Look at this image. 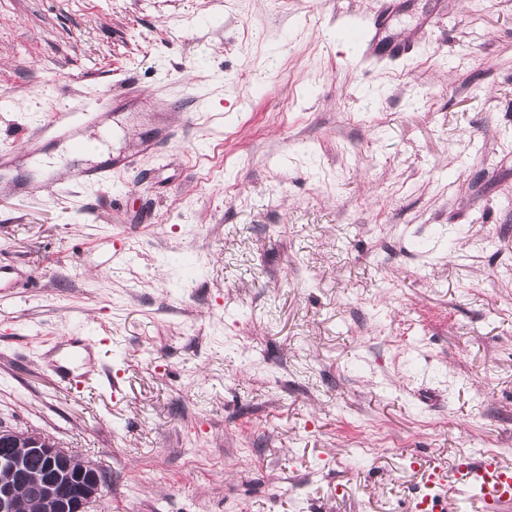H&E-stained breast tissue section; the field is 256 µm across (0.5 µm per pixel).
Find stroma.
<instances>
[{
  "label": "stroma",
  "instance_id": "obj_1",
  "mask_svg": "<svg viewBox=\"0 0 512 512\" xmlns=\"http://www.w3.org/2000/svg\"><path fill=\"white\" fill-rule=\"evenodd\" d=\"M378 7L0 0V426L97 460L85 512H490L460 468L512 467V0H393L416 53L372 60L342 33ZM101 97L135 168L34 166ZM75 112H56L52 120L45 127L44 133L58 140H72V146H78L76 139V123L72 120Z\"/></svg>",
  "mask_w": 512,
  "mask_h": 512
}]
</instances>
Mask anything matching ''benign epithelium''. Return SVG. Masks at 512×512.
<instances>
[{"label":"benign epithelium","instance_id":"obj_1","mask_svg":"<svg viewBox=\"0 0 512 512\" xmlns=\"http://www.w3.org/2000/svg\"><path fill=\"white\" fill-rule=\"evenodd\" d=\"M0 447L52 460V469L38 483L37 512H83L86 501L102 493L104 481L95 468L90 465L74 468L66 450L36 435L1 428ZM0 466L13 475L10 483H0V512H15L19 496L29 486L28 477L16 457H1Z\"/></svg>","mask_w":512,"mask_h":512}]
</instances>
